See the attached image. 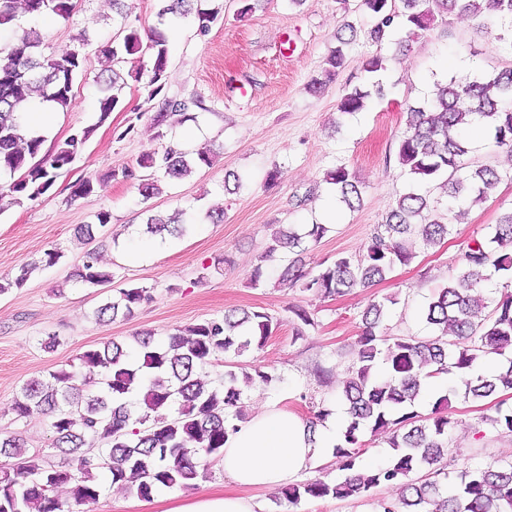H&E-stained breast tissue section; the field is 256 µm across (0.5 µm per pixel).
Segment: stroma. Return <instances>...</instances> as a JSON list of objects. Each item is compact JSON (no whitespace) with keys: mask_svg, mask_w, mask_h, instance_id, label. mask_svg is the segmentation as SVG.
Here are the masks:
<instances>
[{"mask_svg":"<svg viewBox=\"0 0 512 512\" xmlns=\"http://www.w3.org/2000/svg\"><path fill=\"white\" fill-rule=\"evenodd\" d=\"M219 3L221 15L201 31L195 15L159 21L160 0H126V18L114 17L110 0H77L69 20L44 15L22 18L25 28L42 30L49 50L69 47L71 38L88 29L95 45L88 50L85 69L74 85L66 109L50 116V133L42 146L52 151L71 133L92 128L82 155L46 194L0 207V279L58 247L63 256L53 266L36 270L23 287L0 295V434L22 439L29 451L44 454L58 469H73L71 455L50 446L48 419L42 414L17 418L12 404L28 380L75 362L83 351L116 340L129 341L141 332L161 342L179 327L218 318L235 308L271 314L278 327L262 348L242 356H219L201 377L217 385L230 366L242 364L279 375L278 383L245 389L241 413L251 418L274 403L309 417L312 403L340 404L352 354L361 333L360 313L368 300L394 295L382 329L388 336H430L421 310L431 295L448 283L471 240L483 236L500 216L512 210V178L503 179L487 199L454 222L440 245L417 246L410 264L396 266L373 287L327 299L280 285L279 275L290 257L278 253L261 262L275 225L323 223L327 232L305 258L313 267L336 255L358 256L377 224L411 180L398 162V139L407 108L430 98L437 83L450 78L476 79L512 67V52L498 40L501 28L466 15L436 20L432 29L398 50L395 35L371 40L374 25L361 0H198L201 9ZM357 29L345 46V64L318 96L306 85L321 76L344 23ZM141 33L158 27L168 39L170 63L164 88L150 97L146 80H128L123 105L99 121V81L105 62L99 46L111 42L120 26ZM377 55L384 68L374 79L384 97L368 99L363 111L339 116L337 100L343 89L368 84L363 60ZM192 99V121L173 128L166 139H186L188 151L210 147L211 167L182 180L165 179L162 192L142 200L133 182L111 179L112 171L137 169L143 154L161 148L153 116L164 98ZM344 165L362 187V204L349 211L335 207V194L323 177ZM279 180L268 184L270 170ZM238 177L225 188L227 174ZM106 176L98 193L71 200L70 187L84 177ZM223 209L224 221L213 224L208 211ZM186 209L197 223L181 238L162 239L146 233L149 212ZM110 212V225L84 244L74 234L91 224L99 211ZM161 243L160 252L139 259L128 257L131 243ZM97 248L114 278L99 288H87L69 276L86 251ZM262 266L259 285H252L255 266ZM149 289L151 298L129 317L99 325L94 312L106 298L129 285ZM307 310L313 325L302 326L294 308ZM60 336L54 351L41 347L46 334ZM329 371L320 380L317 367ZM512 406V392L476 401L453 397L450 411L455 427L444 459L449 476L476 460L512 458V436H500L488 424L497 407ZM398 486L379 489L375 498L307 499L298 505L282 501L279 489H262L254 496L263 512H376V499H398ZM158 500L143 501L120 485L106 487L96 503L73 512H162Z\"/></svg>","mask_w":512,"mask_h":512,"instance_id":"stroma-1","label":"stroma"}]
</instances>
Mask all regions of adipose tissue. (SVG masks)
Masks as SVG:
<instances>
[{"label":"adipose tissue","mask_w":512,"mask_h":512,"mask_svg":"<svg viewBox=\"0 0 512 512\" xmlns=\"http://www.w3.org/2000/svg\"><path fill=\"white\" fill-rule=\"evenodd\" d=\"M344 416L340 410L328 418L320 440L313 442L300 416L274 404L265 406L241 425L224 447L221 465L233 492L204 494L175 503L166 512H258L250 489L283 486L313 468L335 439L336 422Z\"/></svg>","instance_id":"ef3b65f1"}]
</instances>
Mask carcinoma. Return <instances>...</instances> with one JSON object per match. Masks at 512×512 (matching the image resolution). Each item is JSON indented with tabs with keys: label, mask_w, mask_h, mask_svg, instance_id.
Segmentation results:
<instances>
[{
	"label": "carcinoma",
	"mask_w": 512,
	"mask_h": 512,
	"mask_svg": "<svg viewBox=\"0 0 512 512\" xmlns=\"http://www.w3.org/2000/svg\"><path fill=\"white\" fill-rule=\"evenodd\" d=\"M159 14L185 17L193 0H163ZM362 0L376 20L371 37L379 41L395 26L404 33L398 47L404 49L421 32L430 28L435 16L465 14L475 19L489 15L512 29V0ZM31 15L53 14L64 21L75 9L73 0H0V27L16 24L18 9ZM356 36L351 24L336 35L338 46L328 59L337 69L343 65V46ZM47 36L30 28L7 48L0 49V174L21 176L0 185V201L34 200L54 185L60 171L71 167L83 152L93 129L71 134L55 149L41 155L45 138L27 134L23 128L24 106L33 97L56 109H65L74 83L83 70L87 30L72 38V45L59 54H44ZM100 53L109 63L99 99V122H105L121 105L125 76L115 69L128 56L146 60L144 67L151 87L149 98L165 85L169 63L167 37L153 29L143 36L134 27H123ZM373 90L359 86L346 89L337 111L352 115L362 111L371 94H383L380 83ZM194 102L167 100L156 113L154 124L171 126L195 119ZM410 120L398 140L397 158L417 184L434 185L447 197L448 211L481 201L498 184L504 172L467 159L470 142L465 127H484L496 146L512 151V68L480 79L452 78L437 86L434 96L408 108ZM213 151L203 148L189 154L172 145L144 154L139 166L151 170L140 180L138 191L149 200L160 192L159 176L181 178L193 169L213 165ZM340 201L354 211L361 206L362 190L353 171L338 166L325 175ZM100 181L83 178L71 186V196L95 194ZM184 212L152 213L146 232L181 236L186 231ZM451 224L434 212L428 191L411 188L385 215L358 257L339 255L314 271L304 270L301 255L328 232L324 224H290L272 234L265 257L280 250L295 254L281 274L280 284L300 285L334 299L369 288L380 282L398 264L414 258L410 244L419 237L426 246L447 238ZM62 257L58 248L48 249L40 259L21 266L19 274L0 294L21 287L31 273L53 266ZM512 279V210L502 215L462 256L461 266L438 289L423 310L433 336L387 338L381 334L388 305L397 298L371 300L361 311L362 331L342 397L349 421L333 449L343 478L333 484L322 480L290 483L283 498L297 504L308 498L339 500L370 497L382 485H397L401 495L394 501H377L379 512H512V458L492 459L460 472L448 480L441 462L448 452L449 396L462 391L474 399L512 391V293L491 303L477 289L486 272ZM72 277L89 288L112 281V271L100 265L94 251L85 254ZM149 299L146 288H121L112 300L95 311L96 320L106 325L118 316H129ZM277 324L265 312L231 309L218 319H207L154 342L148 333L134 338L138 358L132 362L129 347L108 341L77 357L78 364L48 372L26 382L13 402L18 418L42 413L49 418L51 447L73 456L76 471L48 464L41 453L28 454L20 439L0 436V456L16 463L0 468V512H67L72 504L96 502L104 481L131 484L138 497L148 500L163 488L187 489L204 476L210 460L220 458L228 438L238 430L232 410L238 408L242 384L270 386L280 377L241 366L224 374V381L210 387L200 372L220 354L238 355L250 346L263 347ZM459 373L445 393L434 398L431 412L421 414L415 402L427 379ZM331 415L321 403L306 420L307 431L315 434L318 424ZM500 435H512V408H497L489 419ZM389 434L394 454L374 470L361 464L364 432ZM100 442L98 456L85 454L86 437ZM68 487V499L57 489Z\"/></svg>",
	"instance_id": "cac0c4a2"
}]
</instances>
